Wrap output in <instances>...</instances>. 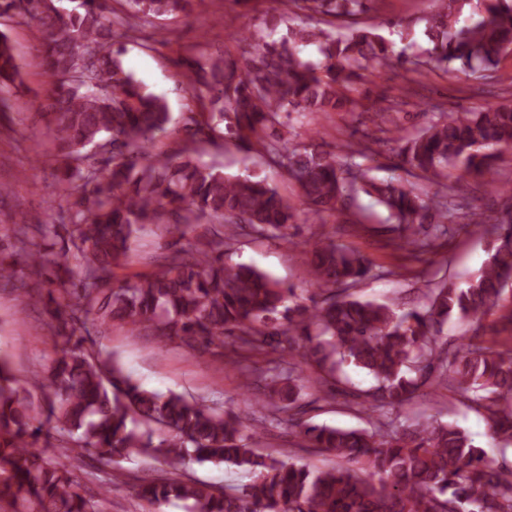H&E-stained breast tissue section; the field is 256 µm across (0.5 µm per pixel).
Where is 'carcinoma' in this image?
Segmentation results:
<instances>
[{
	"label": "carcinoma",
	"mask_w": 512,
	"mask_h": 512,
	"mask_svg": "<svg viewBox=\"0 0 512 512\" xmlns=\"http://www.w3.org/2000/svg\"><path fill=\"white\" fill-rule=\"evenodd\" d=\"M0 0V19L33 23L36 64L52 77L45 119L58 161V206L69 222L35 224L22 254L0 253V282L18 280L27 301L47 307L56 325V357L24 383L0 357V512H102L82 493L71 466L31 448L29 438L59 435L63 457H95L89 475L110 492L123 483L121 463L162 461L164 475L137 494L156 512L175 499L188 512H512V466L484 456L452 423H406L400 408L423 387L446 389L484 410L503 448L512 445V336L467 337L454 351L437 336L448 319L476 320L512 285V187L487 182L501 216L462 211L455 188L423 197L400 179L378 180L365 164L369 147L324 149L316 133L290 131L297 114L354 113L360 71L396 58L404 94L421 74L414 33L394 24L402 47L359 25L376 0H289L286 34L251 32L239 60L200 50L186 58L189 92L200 106L185 118L188 137L175 155H155V134L171 123L166 100L126 70L129 20L185 12L191 0ZM424 35L435 60L487 79L512 50V0H434ZM314 46L321 59L311 61ZM22 72L8 34L0 31V113L11 110ZM429 123L397 135L399 167L436 181L448 169L482 174L512 148V103L480 111L432 106ZM233 144L277 165L301 189L300 204L319 219L372 198L394 223L391 244L416 257L448 236L450 225L479 224L489 258L461 287L442 280L422 306L362 300L356 288L372 276L367 260L320 240L303 250L310 302L297 300L266 272L226 261L239 230L290 240L296 206L256 174L233 175L202 160L208 148ZM170 238L152 272L132 285L112 281L131 245L149 225ZM80 261L74 274L69 259ZM56 288L42 292L44 281ZM118 325L163 341L177 340L237 370L254 405L279 423H294L304 447L343 464L312 470L263 451L260 425L170 392L143 388L118 360L94 350L87 322ZM365 370L373 385L358 394L375 430L293 422L306 383L341 382L344 365ZM45 396L33 414L30 386ZM187 461L230 464L252 475L222 490L186 479Z\"/></svg>",
	"instance_id": "obj_1"
}]
</instances>
